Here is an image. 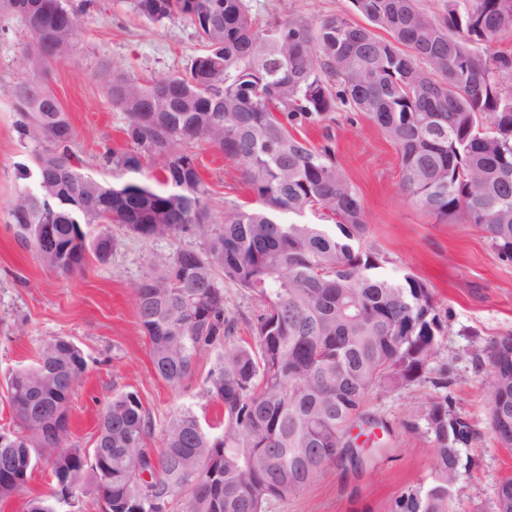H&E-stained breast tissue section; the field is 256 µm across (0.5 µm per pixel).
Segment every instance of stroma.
I'll return each instance as SVG.
<instances>
[{
    "mask_svg": "<svg viewBox=\"0 0 512 512\" xmlns=\"http://www.w3.org/2000/svg\"><path fill=\"white\" fill-rule=\"evenodd\" d=\"M265 24L291 15L315 20L351 11L350 0H246ZM31 44L22 19L0 10V430L16 428L7 398L13 370L31 364L41 341L63 336L83 352L88 367L72 396L71 442L92 448L101 411L114 394L137 393L156 430L148 439L161 447V430L176 408L192 407L203 420L222 414L203 394L209 362L201 360L179 387L157 378L136 313L135 288L159 255L198 247L192 236L143 239L113 228L107 262L88 257L82 271L62 275L44 268L22 247L8 215L21 186L17 168L33 166L15 130L13 89L24 79L21 58ZM202 45L190 21L161 23L137 15L130 0H93L80 15L70 56L53 64L48 85L75 129L72 145L84 173L109 183L128 176L105 159L126 147L127 117L112 104L100 80L109 69L140 79L184 72ZM312 145L333 141L336 159L364 206V245L379 254L387 273L409 271L431 288L443 336L436 357L418 380L398 389L370 392L368 421L356 428L363 464L336 463L299 495L270 502L267 512H395L409 490L425 486L431 473V444L419 414L428 401L447 393L453 411L467 419L475 436L462 451L452 487L456 512H495L499 481L512 475V450L488 430L485 393L489 370L476 358L490 339L512 334V263L496 257L475 225L439 222L411 205L400 188L399 152L365 115L338 108L323 122L297 131ZM200 175L210 189L209 217L220 223L234 205L249 201L240 164L209 147L196 150ZM447 376L448 388L435 382Z\"/></svg>",
    "mask_w": 512,
    "mask_h": 512,
    "instance_id": "stroma-1",
    "label": "stroma"
}]
</instances>
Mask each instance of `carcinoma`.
Instances as JSON below:
<instances>
[{
	"instance_id": "obj_1",
	"label": "carcinoma",
	"mask_w": 512,
	"mask_h": 512,
	"mask_svg": "<svg viewBox=\"0 0 512 512\" xmlns=\"http://www.w3.org/2000/svg\"><path fill=\"white\" fill-rule=\"evenodd\" d=\"M18 15L33 46L14 87L16 128L35 159L9 206L18 241L31 248L40 224L42 184L59 163L80 178L71 149L75 131L46 84L52 65L70 55L82 10L70 0H0ZM346 15L300 16L255 25L245 0H131L153 23L192 22L203 46L184 73L142 83L103 72L112 103L125 112L130 147L112 165L137 173L162 159L163 188L106 184L85 200L61 190L53 202L62 245L49 269L70 275L88 254L104 263L118 224L143 239L189 234L201 249L157 256L135 290L139 323L157 377L180 385L214 352L204 395L220 402L210 423L189 407L162 429V446L145 450L154 430L133 392L103 409L94 447L71 444L73 389L86 370L82 351L62 336L43 340L35 360L8 377V400L20 431L0 447V499L47 466L53 488L27 512H62L88 485L110 512H266L273 500L299 495L337 460L359 467L350 433L369 393L420 378L441 344L432 293L414 274L391 276L362 245L359 194L334 150L294 135L340 106L373 121L397 146L401 190L438 220L479 227L497 258L512 262V54L483 58L477 46L512 37V0H445L443 14L421 0H351ZM383 30L381 38L376 31ZM157 126L140 124L143 109ZM193 145L209 146L243 166L255 205L234 206L224 222L209 219L207 185ZM317 210L332 222L308 224ZM97 224L90 237L83 230ZM251 294L260 312L248 320L252 341H234L216 271ZM476 357L490 368L489 428L512 448V334L490 340ZM64 420H49L58 409ZM420 419L431 438L430 483L399 502L400 512H453L450 484L475 430L449 406L431 400ZM149 471L152 481L141 482ZM499 512H512V478L497 489Z\"/></svg>"
}]
</instances>
